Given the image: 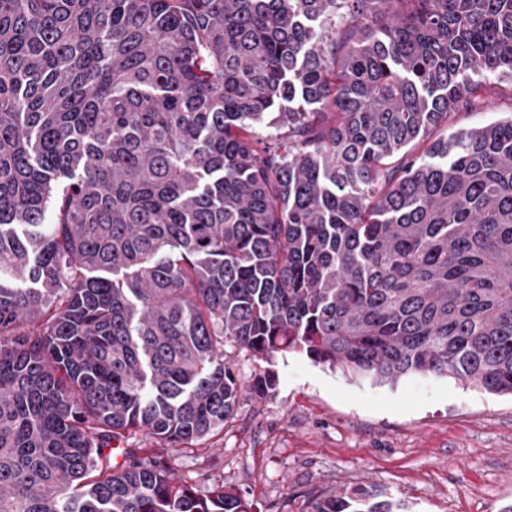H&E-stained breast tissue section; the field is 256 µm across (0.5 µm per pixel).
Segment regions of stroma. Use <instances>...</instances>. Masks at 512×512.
Returning a JSON list of instances; mask_svg holds the SVG:
<instances>
[{
	"label": "stroma",
	"mask_w": 512,
	"mask_h": 512,
	"mask_svg": "<svg viewBox=\"0 0 512 512\" xmlns=\"http://www.w3.org/2000/svg\"><path fill=\"white\" fill-rule=\"evenodd\" d=\"M484 101L456 113V129L512 115L496 78ZM271 398L242 394L224 429L194 449L135 436L144 455L208 491L218 481L257 512H300L310 491L371 485L409 512H501L512 504V396L451 378L410 375L397 384L343 376L301 355L277 356Z\"/></svg>",
	"instance_id": "1"
}]
</instances>
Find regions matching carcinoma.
Returning a JSON list of instances; mask_svg holds the SVG:
<instances>
[{"label": "carcinoma", "instance_id": "cac0c4a2", "mask_svg": "<svg viewBox=\"0 0 512 512\" xmlns=\"http://www.w3.org/2000/svg\"><path fill=\"white\" fill-rule=\"evenodd\" d=\"M474 72L512 0H0V512H254L128 446L224 429L226 342L512 395V116L413 156Z\"/></svg>", "mask_w": 512, "mask_h": 512}]
</instances>
